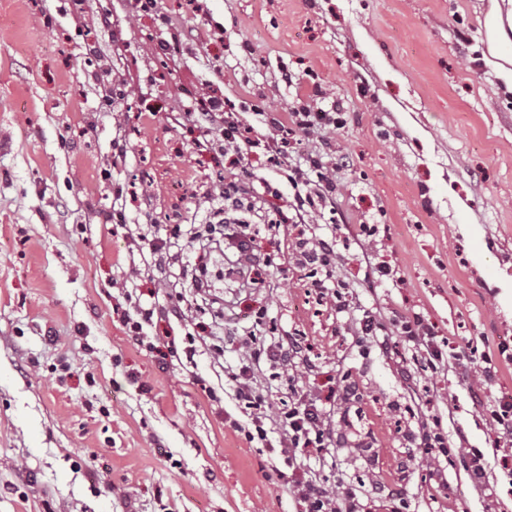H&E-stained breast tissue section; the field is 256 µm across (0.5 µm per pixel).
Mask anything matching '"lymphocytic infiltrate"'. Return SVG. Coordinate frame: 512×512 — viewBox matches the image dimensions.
Segmentation results:
<instances>
[{"instance_id":"1","label":"lymphocytic infiltrate","mask_w":512,"mask_h":512,"mask_svg":"<svg viewBox=\"0 0 512 512\" xmlns=\"http://www.w3.org/2000/svg\"><path fill=\"white\" fill-rule=\"evenodd\" d=\"M211 106L219 110L224 125L225 163L244 167L245 151L260 145L254 126L243 121L232 105L224 106L215 100ZM283 175L289 184L299 189L293 203L299 215L336 192L334 182L325 174L317 156H308L299 166H286ZM402 334L407 345L420 354L429 368L437 371L445 367L447 360L442 350L434 346L422 316L415 314L405 321ZM240 345L246 362L232 377L233 398L247 419L246 437L266 440L268 425L278 426L279 441L271 453L283 469L290 471V492L303 512H365L353 487H333L307 468L308 455L328 450L333 440V430L323 409L315 402L300 400L286 409L273 411L270 394L260 392L256 384L255 369L261 360L289 366L299 352L297 341L283 336L262 348L249 337L242 339Z\"/></svg>"}]
</instances>
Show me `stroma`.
<instances>
[{"instance_id": "stroma-1", "label": "stroma", "mask_w": 512, "mask_h": 512, "mask_svg": "<svg viewBox=\"0 0 512 512\" xmlns=\"http://www.w3.org/2000/svg\"><path fill=\"white\" fill-rule=\"evenodd\" d=\"M488 7L0 0V512H300L265 444L232 425L243 351L184 353L211 322L259 344L302 339L313 370L265 361L257 383L329 409L341 441L310 466L365 490L368 512H512L511 471L492 466L489 496L464 459H421L406 435L430 414L489 454L488 410L512 401V93L485 60ZM212 97L261 135L259 108L335 114L289 157L320 156L336 181L303 220L335 239L327 296L282 261L295 190L261 149L248 171L272 190L240 218L274 266L213 280L203 298L181 276L203 252L176 241L173 265L150 250L166 225L212 220L238 178L197 145L220 131L201 118ZM383 261L397 280L379 278ZM132 296L154 308L156 351L122 321ZM410 312L437 342L477 349L490 376L457 361L405 381L395 323ZM367 314L379 335L361 336Z\"/></svg>"}]
</instances>
